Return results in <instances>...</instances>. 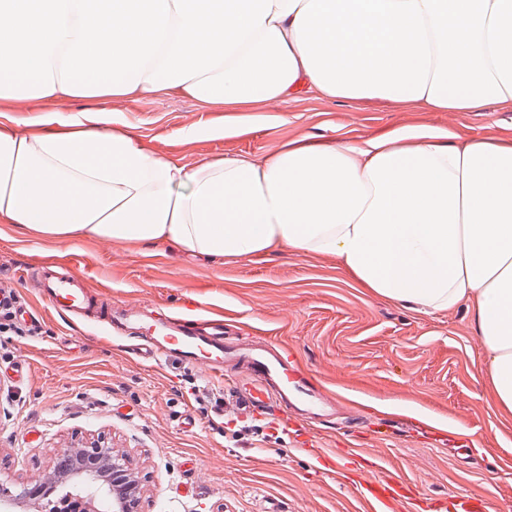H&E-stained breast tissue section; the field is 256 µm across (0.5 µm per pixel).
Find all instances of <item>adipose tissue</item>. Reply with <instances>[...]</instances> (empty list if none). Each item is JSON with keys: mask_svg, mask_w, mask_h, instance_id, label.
<instances>
[{"mask_svg": "<svg viewBox=\"0 0 512 512\" xmlns=\"http://www.w3.org/2000/svg\"><path fill=\"white\" fill-rule=\"evenodd\" d=\"M169 94L221 112L301 94L510 105L512 0H0V106L51 104L35 130L0 125V223L212 260L333 255L422 313L469 302L512 412V142L401 128L189 167L105 107ZM74 100L98 107L73 114Z\"/></svg>", "mask_w": 512, "mask_h": 512, "instance_id": "adipose-tissue-1", "label": "adipose tissue"}]
</instances>
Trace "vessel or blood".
<instances>
[{
  "label": "vessel or blood",
  "mask_w": 512,
  "mask_h": 512,
  "mask_svg": "<svg viewBox=\"0 0 512 512\" xmlns=\"http://www.w3.org/2000/svg\"><path fill=\"white\" fill-rule=\"evenodd\" d=\"M41 298L54 311L83 314L90 289L77 275H64L55 262L44 263L37 285ZM101 332L136 330L143 334L146 358L173 356L188 364L203 363L223 378L229 403L239 417L265 413L274 425L298 427L316 415L332 411L339 399L317 381L299 360L278 346L245 342L235 348L224 344L223 320L193 315L156 320L153 313L131 305L126 313H100ZM358 492L372 512H393L410 502L414 512H487L488 501L470 495L448 499H420L406 481L391 476L361 473Z\"/></svg>",
  "instance_id": "vessel-or-blood-1"
}]
</instances>
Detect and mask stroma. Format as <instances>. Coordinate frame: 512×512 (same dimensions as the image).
Returning a JSON list of instances; mask_svg holds the SVG:
<instances>
[{"instance_id": "obj_1", "label": "stroma", "mask_w": 512, "mask_h": 512, "mask_svg": "<svg viewBox=\"0 0 512 512\" xmlns=\"http://www.w3.org/2000/svg\"><path fill=\"white\" fill-rule=\"evenodd\" d=\"M109 108L148 150L190 167L215 156L266 157L300 138L360 143L398 128L512 140V106L495 103L435 112L303 95L222 137L197 140L187 138L189 128L223 126L224 115L189 96L122 98ZM48 261L83 275L99 307L139 300L163 314L223 319L240 335L286 349L368 422L415 418L464 434L471 446L456 454L402 435H346L333 419L313 428L318 447L346 451L330 473L270 420L235 439L243 421L226 408L219 380L172 357L141 360L137 337L106 336L51 310L25 282ZM1 285L39 323L0 336V482L50 477L56 449L96 445L123 458L137 483V512H362L343 479L358 454L421 496H482L490 512H512V413L493 397L468 303L418 312L360 287L332 255L283 249L216 261L163 243L61 244L0 223ZM188 417L194 427H185Z\"/></svg>"}]
</instances>
